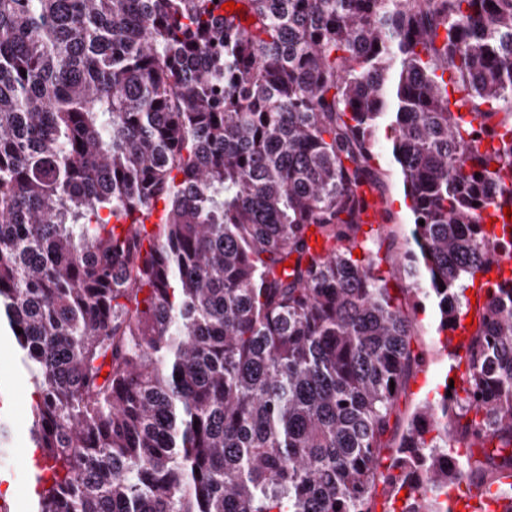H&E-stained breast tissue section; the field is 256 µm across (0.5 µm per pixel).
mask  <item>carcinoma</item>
Listing matches in <instances>:
<instances>
[{"mask_svg":"<svg viewBox=\"0 0 512 512\" xmlns=\"http://www.w3.org/2000/svg\"><path fill=\"white\" fill-rule=\"evenodd\" d=\"M224 2L0 0L35 512H512V277L467 296L512 254V0ZM382 131L403 285L363 230ZM410 296L475 325L402 424Z\"/></svg>","mask_w":512,"mask_h":512,"instance_id":"carcinoma-1","label":"carcinoma"}]
</instances>
